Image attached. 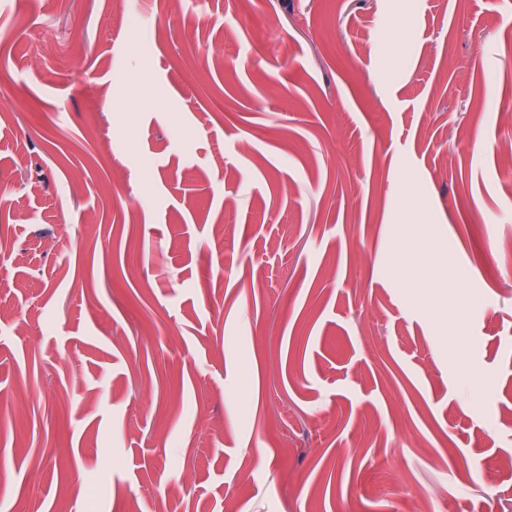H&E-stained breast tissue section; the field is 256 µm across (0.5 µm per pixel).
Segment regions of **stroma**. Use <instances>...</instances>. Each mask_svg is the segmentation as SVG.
I'll return each mask as SVG.
<instances>
[{
    "mask_svg": "<svg viewBox=\"0 0 512 512\" xmlns=\"http://www.w3.org/2000/svg\"><path fill=\"white\" fill-rule=\"evenodd\" d=\"M506 12L0 0V512H512ZM397 270L412 288V298L417 302L435 294L433 289L448 288V272L435 256L420 255L398 264Z\"/></svg>",
    "mask_w": 512,
    "mask_h": 512,
    "instance_id": "1",
    "label": "stroma"
}]
</instances>
